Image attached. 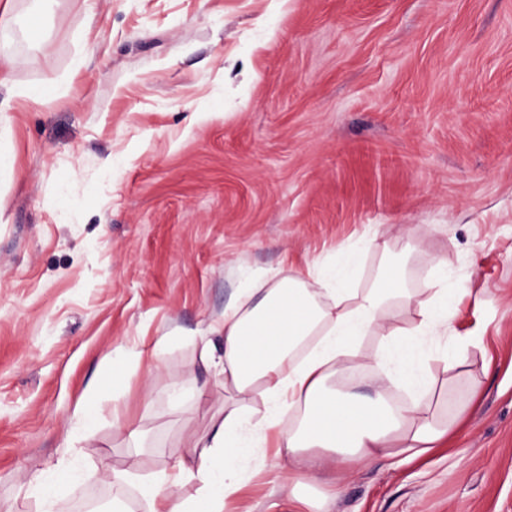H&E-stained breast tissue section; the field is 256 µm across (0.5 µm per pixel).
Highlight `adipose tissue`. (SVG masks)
<instances>
[{
  "label": "adipose tissue",
  "mask_w": 512,
  "mask_h": 512,
  "mask_svg": "<svg viewBox=\"0 0 512 512\" xmlns=\"http://www.w3.org/2000/svg\"><path fill=\"white\" fill-rule=\"evenodd\" d=\"M353 274L349 263L311 283L286 275L257 302L225 307L224 384L237 400L225 403L223 418L195 438L173 470L137 477L124 470L115 483L135 482L147 512H224L225 499L242 488L270 439L277 448L273 466L287 487L302 476L318 481L331 471L340 480L380 459L446 447L458 421L439 422L425 402L430 381L421 339L447 335L454 317L449 298L464 285L443 277L414 293L402 269L388 263L375 285L358 294L346 286ZM395 300L418 309L414 327L387 324L386 308ZM368 335L381 351L365 365L358 343ZM361 366L371 373L373 395L349 397L329 387L332 376ZM258 384L261 412L244 401ZM294 412L296 425L282 429ZM190 481L197 494L182 498L179 489Z\"/></svg>",
  "instance_id": "adipose-tissue-1"
}]
</instances>
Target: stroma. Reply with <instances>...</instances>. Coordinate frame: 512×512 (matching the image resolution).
Instances as JSON below:
<instances>
[{"label": "stroma", "instance_id": "stroma-1", "mask_svg": "<svg viewBox=\"0 0 512 512\" xmlns=\"http://www.w3.org/2000/svg\"><path fill=\"white\" fill-rule=\"evenodd\" d=\"M4 3L0 512L188 456L224 414L204 346L225 306L350 249L360 291L389 259L411 290L443 260L467 286L449 330L466 368L425 350L432 409L470 407L449 448L359 468L333 498L303 486L311 512H512V0ZM50 82V100L13 93ZM227 512H288V491L264 471Z\"/></svg>", "mask_w": 512, "mask_h": 512}]
</instances>
